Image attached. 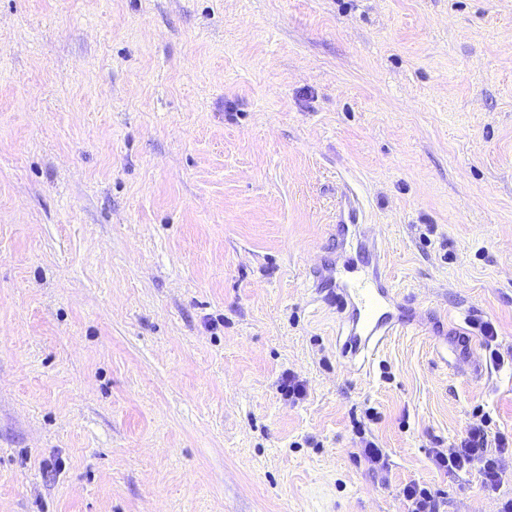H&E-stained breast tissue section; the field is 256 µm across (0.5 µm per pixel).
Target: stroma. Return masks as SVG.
<instances>
[{"label":"stroma","instance_id":"1","mask_svg":"<svg viewBox=\"0 0 512 512\" xmlns=\"http://www.w3.org/2000/svg\"><path fill=\"white\" fill-rule=\"evenodd\" d=\"M472 320L512 351V0H0V512H497L512 453L431 462L512 432ZM382 277L376 261L361 275L342 284V294L351 306L346 317L347 334L341 347L342 357L364 369L375 359L389 337L404 332L412 323L389 311L395 294ZM490 414L478 406L449 454L433 450V462L440 471L459 472L477 468L484 490L494 492L501 482L500 461L509 449L512 433L493 431ZM361 448L359 453H355L359 458L362 457L365 462L373 470L383 469L386 465V455L382 448H379L378 444L374 440H368L361 437ZM401 496L407 507L406 512H437L436 493L419 482L411 481L401 489Z\"/></svg>","mask_w":512,"mask_h":512}]
</instances>
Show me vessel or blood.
I'll use <instances>...</instances> for the list:
<instances>
[{"mask_svg":"<svg viewBox=\"0 0 512 512\" xmlns=\"http://www.w3.org/2000/svg\"><path fill=\"white\" fill-rule=\"evenodd\" d=\"M342 293L351 312L346 319L341 355L348 363L363 368L370 365L389 337L407 330L410 323L390 311L395 296L379 266H370L358 277L345 280Z\"/></svg>","mask_w":512,"mask_h":512,"instance_id":"vessel-or-blood-1","label":"vessel or blood"}]
</instances>
